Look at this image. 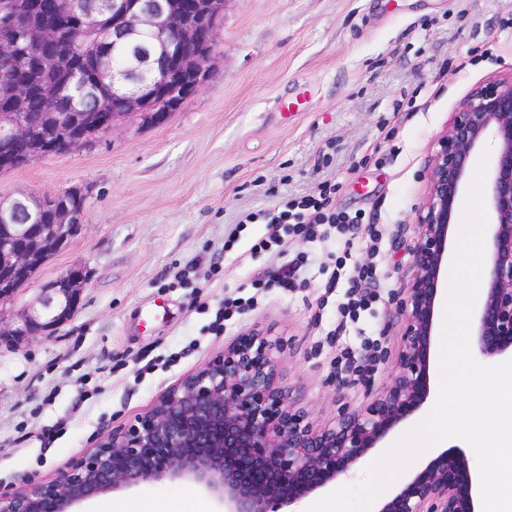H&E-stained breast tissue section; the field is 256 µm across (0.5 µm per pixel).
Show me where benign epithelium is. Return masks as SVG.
I'll return each mask as SVG.
<instances>
[{
    "mask_svg": "<svg viewBox=\"0 0 512 512\" xmlns=\"http://www.w3.org/2000/svg\"><path fill=\"white\" fill-rule=\"evenodd\" d=\"M36 27L19 22L9 0H0V74L38 65L44 51L57 69L77 80L51 95L83 99L93 93L84 73L112 76V114L99 113L94 133L76 127L85 112H48L34 123L23 112L0 115V166H9L18 143L24 163L50 156L34 128L53 133L63 151L112 133L134 116L156 120L155 95L174 85L196 90L218 43L217 17L224 0H53V16L30 0ZM112 15V44L149 33L138 51L140 72H110L101 49L83 62L61 40V21H95ZM497 151L488 176L487 273L473 336L479 355L512 359V76L488 81L460 102L438 140L418 210L414 278L400 309L399 350L385 390L360 408L344 407L328 426L314 425L294 408L279 378V354L256 332L224 346L201 369L161 395L144 414L101 440L61 470L57 478L0 492V512H74L100 494L142 483L188 480L224 506V512H298L311 494L337 486L365 464L427 403L435 319L448 274L454 218L483 140ZM44 199L20 194L0 200V299L27 283L45 259L62 249L83 224L84 210L61 205L50 224L33 221ZM72 269L41 289L2 336H37L68 319L85 288ZM377 512H482L479 476L460 453L439 452L378 506Z\"/></svg>",
    "mask_w": 512,
    "mask_h": 512,
    "instance_id": "7a95c632",
    "label": "benign epithelium"
}]
</instances>
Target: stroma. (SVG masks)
Segmentation results:
<instances>
[{
  "label": "stroma",
  "instance_id": "35a3bbf8",
  "mask_svg": "<svg viewBox=\"0 0 512 512\" xmlns=\"http://www.w3.org/2000/svg\"><path fill=\"white\" fill-rule=\"evenodd\" d=\"M512 75V0H225L212 70L164 121L131 118L88 147L0 172V199L87 192L84 222L50 255L0 321L13 324L41 288L72 268L87 284L72 317L0 343V486L53 480L145 413L245 331L283 347L280 378L318 425L379 395L391 377L413 278L417 212L451 112L476 86ZM304 94L293 120L275 100ZM336 185V209L382 230L379 301L337 333L346 284L327 289L332 253L363 262L369 240L283 245L307 253L303 287L251 282L273 265L264 224L239 213L288 193ZM237 241L225 249L228 235ZM254 298L215 329L228 298ZM380 342L369 376L340 385L343 352ZM81 512H221L188 480L98 496Z\"/></svg>",
  "mask_w": 512,
  "mask_h": 512
}]
</instances>
